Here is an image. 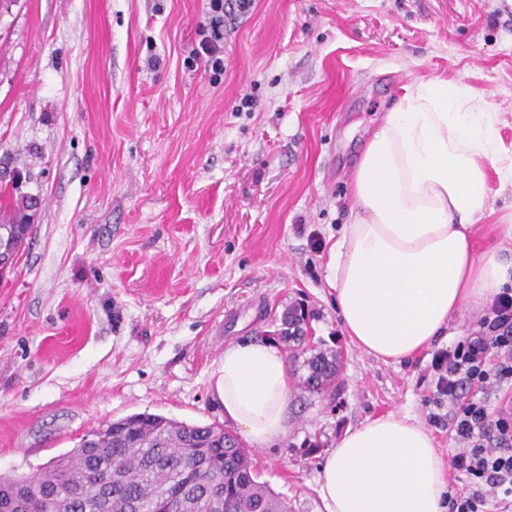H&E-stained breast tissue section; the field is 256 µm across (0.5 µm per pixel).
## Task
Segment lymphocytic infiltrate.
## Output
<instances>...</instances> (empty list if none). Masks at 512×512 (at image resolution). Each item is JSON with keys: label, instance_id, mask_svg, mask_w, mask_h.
Returning a JSON list of instances; mask_svg holds the SVG:
<instances>
[{"label": "lymphocytic infiltrate", "instance_id": "f902f5d3", "mask_svg": "<svg viewBox=\"0 0 512 512\" xmlns=\"http://www.w3.org/2000/svg\"><path fill=\"white\" fill-rule=\"evenodd\" d=\"M254 0H208L200 53L213 69L224 66V28ZM438 398L448 401V433L457 444L449 459L462 486L450 491L448 512H512V401L490 406L512 383V289L498 293L477 333L438 351L431 363Z\"/></svg>", "mask_w": 512, "mask_h": 512}]
</instances>
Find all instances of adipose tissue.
<instances>
[{"mask_svg": "<svg viewBox=\"0 0 512 512\" xmlns=\"http://www.w3.org/2000/svg\"><path fill=\"white\" fill-rule=\"evenodd\" d=\"M466 84L404 88L356 169L354 219L332 246L328 284L345 334L367 354L398 361L447 335L462 307L512 288L500 248L476 255L475 222L489 205L485 161L501 158L494 113ZM288 367L269 343L224 349L216 396L226 420L257 447L288 433ZM323 512H445V466L425 427L388 413L347 429L321 465Z\"/></svg>", "mask_w": 512, "mask_h": 512, "instance_id": "adipose-tissue-1", "label": "adipose tissue"}]
</instances>
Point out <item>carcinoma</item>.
<instances>
[{"label":"carcinoma","instance_id":"carcinoma-1","mask_svg":"<svg viewBox=\"0 0 512 512\" xmlns=\"http://www.w3.org/2000/svg\"><path fill=\"white\" fill-rule=\"evenodd\" d=\"M27 209L23 196L0 207V226L17 231V254L32 228ZM309 331L305 306L297 303L284 309L273 335L306 370L301 387L330 395L340 385L341 352L322 349ZM91 471L106 476L112 491L81 500L78 491ZM21 489L51 501L53 512H166L164 504L176 498L181 512H288L286 501L259 480L232 430L147 413L100 426L32 474L0 477V501Z\"/></svg>","mask_w":512,"mask_h":512}]
</instances>
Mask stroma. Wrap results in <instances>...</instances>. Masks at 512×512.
<instances>
[{
    "instance_id": "35a3bbf8",
    "label": "stroma",
    "mask_w": 512,
    "mask_h": 512,
    "mask_svg": "<svg viewBox=\"0 0 512 512\" xmlns=\"http://www.w3.org/2000/svg\"><path fill=\"white\" fill-rule=\"evenodd\" d=\"M207 0H15L0 14V169L20 175L32 233L0 279V473L29 474L134 413L224 424L226 345L268 342L303 303L343 352L321 398L289 375L291 428L253 448L289 512H320L319 466L349 428L396 412L430 425L435 351L400 362L351 343L327 284L353 221L350 185L404 85L478 91L512 152V0H255L199 53ZM252 106H243V97ZM476 252L512 220L487 172Z\"/></svg>"
}]
</instances>
